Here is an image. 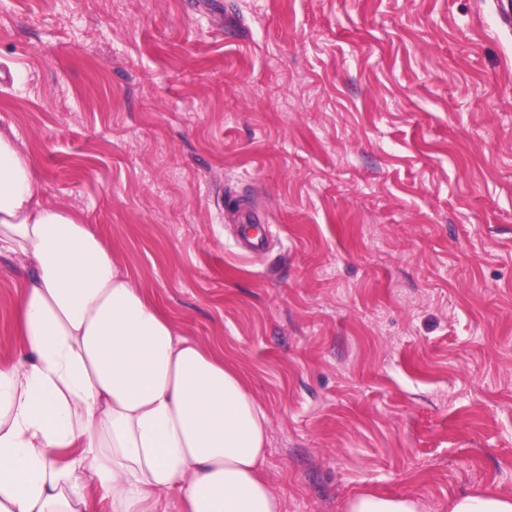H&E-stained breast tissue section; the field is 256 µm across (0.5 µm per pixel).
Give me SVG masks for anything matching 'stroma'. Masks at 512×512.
Segmentation results:
<instances>
[{"label": "stroma", "mask_w": 512, "mask_h": 512, "mask_svg": "<svg viewBox=\"0 0 512 512\" xmlns=\"http://www.w3.org/2000/svg\"><path fill=\"white\" fill-rule=\"evenodd\" d=\"M0 129L240 372L287 512L512 493V0H0ZM425 505L413 496H379L361 492L347 500L343 512H425Z\"/></svg>", "instance_id": "stroma-1"}]
</instances>
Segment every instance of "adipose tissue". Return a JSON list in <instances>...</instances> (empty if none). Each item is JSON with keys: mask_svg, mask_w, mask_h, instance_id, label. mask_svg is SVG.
<instances>
[{"mask_svg": "<svg viewBox=\"0 0 512 512\" xmlns=\"http://www.w3.org/2000/svg\"><path fill=\"white\" fill-rule=\"evenodd\" d=\"M0 130V255L30 273L12 311L21 355L0 363V512H285L264 476L268 419L223 356L183 336L92 225L43 200ZM343 512H426L369 492ZM448 512H512L465 491Z\"/></svg>", "mask_w": 512, "mask_h": 512, "instance_id": "adipose-tissue-1", "label": "adipose tissue"}]
</instances>
